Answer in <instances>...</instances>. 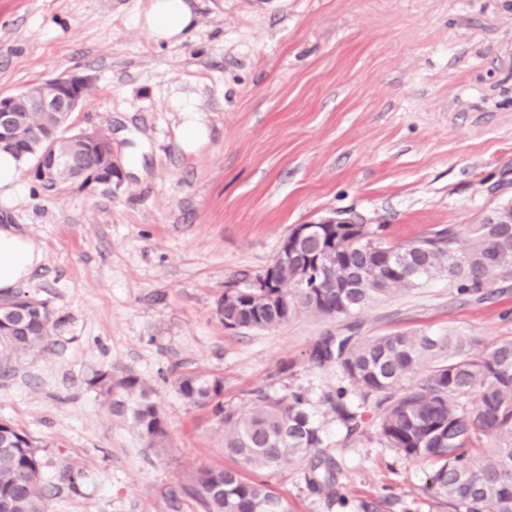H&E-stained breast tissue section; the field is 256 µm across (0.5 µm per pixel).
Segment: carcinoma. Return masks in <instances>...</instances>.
<instances>
[{
    "label": "carcinoma",
    "mask_w": 512,
    "mask_h": 512,
    "mask_svg": "<svg viewBox=\"0 0 512 512\" xmlns=\"http://www.w3.org/2000/svg\"><path fill=\"white\" fill-rule=\"evenodd\" d=\"M16 106L25 119L14 133L15 153L28 169L47 117L28 111L23 92L16 94ZM57 148L75 163L61 189L80 184L85 170L112 178V164L81 134L63 138ZM326 248L336 252V261L265 269L271 288L224 289L217 304L224 328L273 329L302 314L350 317L375 301L443 276L471 296L480 294L494 275L512 277V224H489L485 217L464 229L439 227L404 244L386 241L379 225L320 224L303 253ZM61 326L42 300L0 297V373L7 376L21 358L50 350ZM480 344L477 337L455 331L362 341L347 336L325 340L314 356L336 362L362 402H373L388 447L435 464L430 490L448 500L453 512H512V341L489 350ZM421 371L422 381H413ZM90 385L112 419L129 424L148 447H163L167 421L151 387L110 370L97 372ZM177 390L193 405L210 410L224 432V455L234 462L201 468L189 478L184 491L200 512H291L288 499L267 483L247 479L249 470L303 465L312 491L335 496V464L314 454L323 444V431L305 393L278 396L252 390L245 411L224 401L220 374H183ZM472 394L477 402L468 408L463 399ZM347 395L346 387H338L332 408L352 432L359 426L358 412ZM50 466L36 440L1 421L0 512H46L50 497L77 489L81 472L67 469L50 483Z\"/></svg>",
    "instance_id": "carcinoma-1"
}]
</instances>
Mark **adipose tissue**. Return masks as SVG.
I'll use <instances>...</instances> for the list:
<instances>
[{
    "mask_svg": "<svg viewBox=\"0 0 512 512\" xmlns=\"http://www.w3.org/2000/svg\"><path fill=\"white\" fill-rule=\"evenodd\" d=\"M196 17L187 0H150L142 16L144 27L158 42H179ZM43 252L32 239L11 225H0V293L13 294L42 264Z\"/></svg>",
    "mask_w": 512,
    "mask_h": 512,
    "instance_id": "1",
    "label": "adipose tissue"
}]
</instances>
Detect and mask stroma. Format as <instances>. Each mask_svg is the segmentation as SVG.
I'll use <instances>...</instances> for the list:
<instances>
[{
  "mask_svg": "<svg viewBox=\"0 0 512 512\" xmlns=\"http://www.w3.org/2000/svg\"><path fill=\"white\" fill-rule=\"evenodd\" d=\"M190 5L194 28L167 44L141 25L148 0H0V93L89 76L72 130L107 132L121 167L110 193L48 194L24 174L0 204V224L44 251L22 292L63 320L52 350L0 375V420L40 441L54 470L83 472L47 512H200L183 486L229 460L177 376L223 374L237 404L300 389L337 482L331 501L303 468L257 472L293 512H448L428 489L434 463L387 447L374 407L347 431L329 402L341 375L312 352L396 333L510 341L511 278H490L481 299L435 278L350 318L270 330H227L216 307L295 225L353 212L401 243L512 203V0ZM180 100L209 128L193 152L177 138ZM102 370L155 390L166 451L101 407L90 380Z\"/></svg>",
  "mask_w": 512,
  "mask_h": 512,
  "instance_id": "stroma-1",
  "label": "stroma"
}]
</instances>
